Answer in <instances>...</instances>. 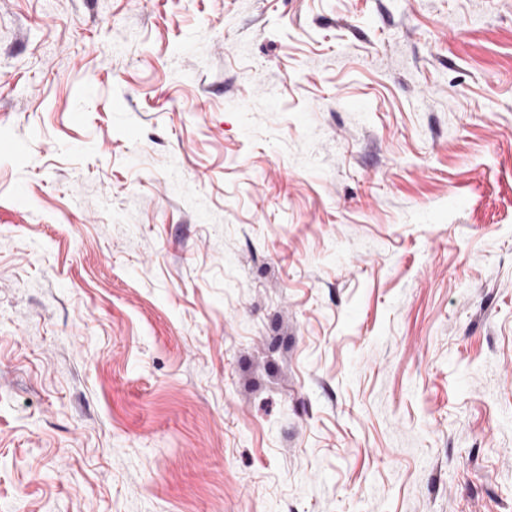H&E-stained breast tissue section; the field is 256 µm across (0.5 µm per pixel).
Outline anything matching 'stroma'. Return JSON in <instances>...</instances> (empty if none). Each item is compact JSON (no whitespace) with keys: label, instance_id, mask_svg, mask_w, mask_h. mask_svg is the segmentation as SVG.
<instances>
[{"label":"stroma","instance_id":"stroma-1","mask_svg":"<svg viewBox=\"0 0 512 512\" xmlns=\"http://www.w3.org/2000/svg\"><path fill=\"white\" fill-rule=\"evenodd\" d=\"M0 512H512V0H0Z\"/></svg>","mask_w":512,"mask_h":512}]
</instances>
